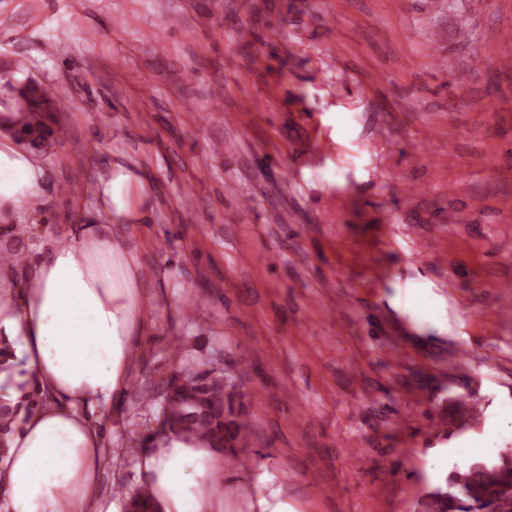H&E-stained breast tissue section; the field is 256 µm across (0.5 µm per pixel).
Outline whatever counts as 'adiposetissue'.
Returning <instances> with one entry per match:
<instances>
[{"label":"adipose tissue","mask_w":512,"mask_h":512,"mask_svg":"<svg viewBox=\"0 0 512 512\" xmlns=\"http://www.w3.org/2000/svg\"><path fill=\"white\" fill-rule=\"evenodd\" d=\"M0 116V217L28 208L42 170ZM106 211L126 216L132 174L95 181ZM152 311L141 257L119 225L85 224L51 240L0 289V413L10 423L0 458V512H101L106 465L102 410L120 406L135 369L136 336ZM42 397L20 406L23 384ZM158 512H218L203 480L216 465L208 441L167 432L135 454Z\"/></svg>","instance_id":"1"}]
</instances>
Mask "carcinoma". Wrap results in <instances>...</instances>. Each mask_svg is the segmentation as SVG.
<instances>
[{"label": "carcinoma", "mask_w": 512, "mask_h": 512, "mask_svg": "<svg viewBox=\"0 0 512 512\" xmlns=\"http://www.w3.org/2000/svg\"><path fill=\"white\" fill-rule=\"evenodd\" d=\"M10 100L8 111L19 113L15 139L40 149L55 133L56 114L67 103L32 78L0 77ZM235 377L206 363L176 371L165 382L164 404L157 432L179 431L207 439L220 453L235 455L234 443L250 428L247 406L233 390ZM512 503V448L493 459L475 458L462 469L450 470L416 502L415 512H498L502 501Z\"/></svg>", "instance_id": "obj_1"}]
</instances>
